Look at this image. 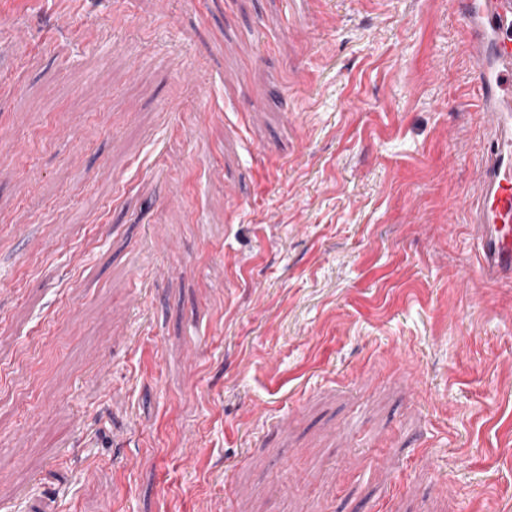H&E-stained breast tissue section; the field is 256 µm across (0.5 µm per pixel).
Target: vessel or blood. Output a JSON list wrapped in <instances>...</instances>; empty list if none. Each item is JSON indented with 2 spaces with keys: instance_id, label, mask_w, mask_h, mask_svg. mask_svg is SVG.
I'll return each instance as SVG.
<instances>
[{
  "instance_id": "b4317fda",
  "label": "vessel or blood",
  "mask_w": 512,
  "mask_h": 512,
  "mask_svg": "<svg viewBox=\"0 0 512 512\" xmlns=\"http://www.w3.org/2000/svg\"><path fill=\"white\" fill-rule=\"evenodd\" d=\"M451 3L462 20L473 55L491 63L479 82L487 140L476 233L483 270L508 279L512 277V97H500L497 90L512 85V0Z\"/></svg>"
}]
</instances>
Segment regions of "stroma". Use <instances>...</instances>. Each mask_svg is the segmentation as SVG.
Listing matches in <instances>:
<instances>
[{
  "mask_svg": "<svg viewBox=\"0 0 512 512\" xmlns=\"http://www.w3.org/2000/svg\"><path fill=\"white\" fill-rule=\"evenodd\" d=\"M448 0H0V512H512V280Z\"/></svg>",
  "mask_w": 512,
  "mask_h": 512,
  "instance_id": "1",
  "label": "stroma"
}]
</instances>
